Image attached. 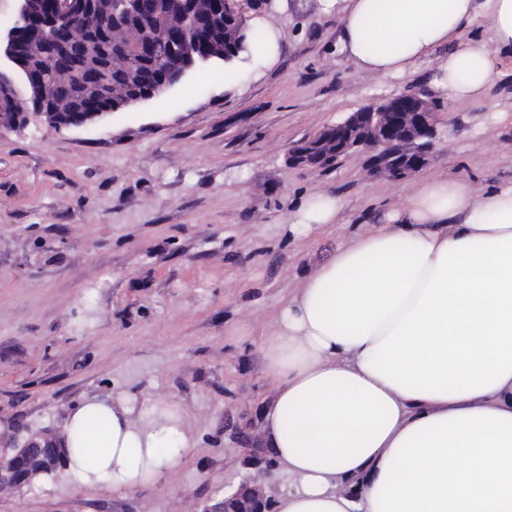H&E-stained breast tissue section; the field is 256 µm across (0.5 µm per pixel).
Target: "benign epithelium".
<instances>
[{
    "mask_svg": "<svg viewBox=\"0 0 512 512\" xmlns=\"http://www.w3.org/2000/svg\"><path fill=\"white\" fill-rule=\"evenodd\" d=\"M16 26L0 31V56L14 66L28 70L30 63L53 59L63 45L58 33L62 20L71 14L101 18L95 0H20ZM390 109L379 112H350L339 121L289 145L288 167L321 169L326 160L339 159L355 152L367 155L368 172L392 178L412 173L424 166L438 138V114L431 101L420 93L394 98ZM42 116L54 129L83 127L102 119L107 112L94 105H82L79 112L57 111L53 97L46 93L30 103L20 102L13 83L0 73V129L17 130L25 126L29 113ZM255 424L235 428L237 439L253 443L244 465L248 471L224 493V497L205 507L203 512H269L276 489L264 483L275 470L262 447V435ZM56 432L46 430L22 443L0 447V489L30 486L39 476L27 462L42 454V448L60 451Z\"/></svg>",
    "mask_w": 512,
    "mask_h": 512,
    "instance_id": "1",
    "label": "benign epithelium"
}]
</instances>
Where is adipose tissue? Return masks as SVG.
Instances as JSON below:
<instances>
[{
  "label": "adipose tissue",
  "mask_w": 512,
  "mask_h": 512,
  "mask_svg": "<svg viewBox=\"0 0 512 512\" xmlns=\"http://www.w3.org/2000/svg\"><path fill=\"white\" fill-rule=\"evenodd\" d=\"M339 51L370 78L406 77L441 47L434 89L463 105L512 51V0H316ZM484 20L488 39L467 36ZM342 200L299 197L291 230L331 231ZM275 388L264 445L283 478L275 512H512V182L475 191L422 177L402 203L305 277L265 341ZM108 428L72 457L115 485L159 473L190 442L174 412L150 422L93 400Z\"/></svg>",
  "instance_id": "ef3b65f1"
}]
</instances>
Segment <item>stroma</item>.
Here are the masks:
<instances>
[{
  "label": "stroma",
  "instance_id": "1",
  "mask_svg": "<svg viewBox=\"0 0 512 512\" xmlns=\"http://www.w3.org/2000/svg\"><path fill=\"white\" fill-rule=\"evenodd\" d=\"M276 62L232 90L224 67L188 71L153 99L81 128L31 116L0 131V441L63 429L93 397L129 396L135 418L176 411L192 448L122 489L68 479L0 490V512H201L236 480L232 426L259 419L274 383L264 342L309 270L397 206L411 178L366 156L293 170V142L361 106L420 92L434 62L368 79L340 53L339 20L314 0L275 15ZM422 172L472 189L512 180V57L484 96L441 101ZM340 197L335 232L300 238L290 201Z\"/></svg>",
  "mask_w": 512,
  "mask_h": 512
}]
</instances>
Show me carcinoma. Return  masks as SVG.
<instances>
[{"mask_svg": "<svg viewBox=\"0 0 512 512\" xmlns=\"http://www.w3.org/2000/svg\"><path fill=\"white\" fill-rule=\"evenodd\" d=\"M180 18L178 0H168L167 14L155 19L150 28H141L137 15L129 16L124 27L130 35L125 39L117 38L108 26H91L81 18L69 19L65 23L66 40L73 53L54 58L35 73L36 79L25 80V99L51 91L64 111H72L76 98L93 99L110 113L127 111L123 94L140 88L141 78L158 84L164 76L163 71L146 59L137 69H131L124 61L129 47L141 39L150 43L154 56L167 55L166 36L180 29ZM195 18L199 22L200 39L189 41L183 54L168 61L173 69L206 67L216 60L229 63L250 46L259 47L265 41L262 31L250 29L247 17L237 14L229 21L216 15L212 0H197ZM81 452V448L68 447L58 457L48 459V474L44 478L53 481L66 476L69 460Z\"/></svg>", "mask_w": 512, "mask_h": 512, "instance_id": "carcinoma-1", "label": "carcinoma"}]
</instances>
